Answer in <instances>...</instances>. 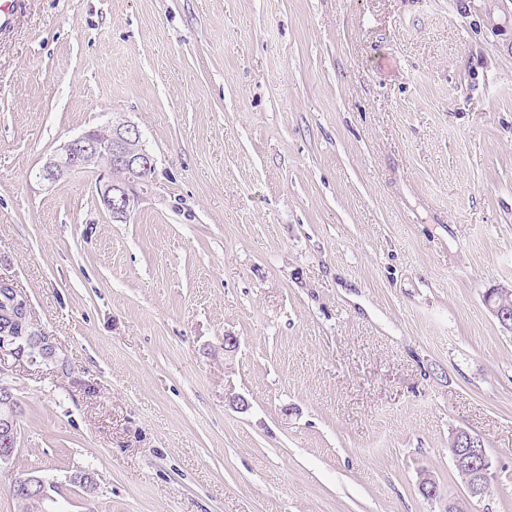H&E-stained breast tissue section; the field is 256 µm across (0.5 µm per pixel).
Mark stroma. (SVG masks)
Instances as JSON below:
<instances>
[{
	"instance_id": "1",
	"label": "stroma",
	"mask_w": 512,
	"mask_h": 512,
	"mask_svg": "<svg viewBox=\"0 0 512 512\" xmlns=\"http://www.w3.org/2000/svg\"><path fill=\"white\" fill-rule=\"evenodd\" d=\"M117 118L155 163L125 222L37 177ZM0 276L67 362L0 369V512L32 473L58 512H512V0H24ZM509 291H511L510 295L512 298V290ZM511 298H509V292L507 291L505 293H492L485 300L488 309L506 326H511V315L509 311L512 304ZM0 386V402H2L1 405L3 408V412L1 411L0 415V434L4 438L5 444L15 446L18 442L20 432L18 419L16 418L17 411L11 399L7 396V391L10 386L2 382ZM478 437L466 430L456 431L450 441L449 451L453 462L461 465L467 472L458 470L473 498H482L489 488L491 463L485 451V443L482 439L483 448H475ZM470 485V491H469ZM470 496V497H471Z\"/></svg>"
}]
</instances>
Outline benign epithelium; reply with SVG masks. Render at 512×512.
Segmentation results:
<instances>
[{"label": "benign epithelium", "mask_w": 512, "mask_h": 512, "mask_svg": "<svg viewBox=\"0 0 512 512\" xmlns=\"http://www.w3.org/2000/svg\"><path fill=\"white\" fill-rule=\"evenodd\" d=\"M141 139L137 126L111 121L87 131L63 145L39 172V179L48 184L57 182L64 174L86 169L92 155L106 154L113 163L129 166L135 174L154 168L153 158L145 151L135 153L129 144ZM143 181L132 178L125 183L112 182V169H103L95 180L96 192L103 207L120 221L127 220L141 199ZM4 304L9 322L0 326V361L12 357L16 361L51 366L65 371L67 361L60 356L52 338L37 329L32 321L29 297L15 288L9 279L0 278V304ZM488 309L508 326L512 324V299L509 293L490 294ZM9 386L0 385V436L5 444L15 445L19 439L17 411L7 397ZM478 437L466 430L456 431L449 451L453 462L465 468L471 477L470 495L483 497L489 488L491 463L483 448L475 447Z\"/></svg>", "instance_id": "benign-epithelium-1"}]
</instances>
